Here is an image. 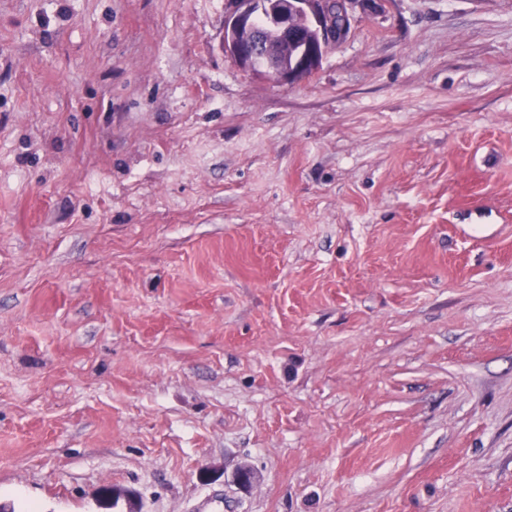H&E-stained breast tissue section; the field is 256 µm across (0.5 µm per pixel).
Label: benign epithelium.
<instances>
[{
    "mask_svg": "<svg viewBox=\"0 0 512 512\" xmlns=\"http://www.w3.org/2000/svg\"><path fill=\"white\" fill-rule=\"evenodd\" d=\"M224 51L244 70L293 83L349 33L354 0H227Z\"/></svg>",
    "mask_w": 512,
    "mask_h": 512,
    "instance_id": "7a95c632",
    "label": "benign epithelium"
}]
</instances>
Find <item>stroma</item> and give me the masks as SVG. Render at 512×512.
I'll return each instance as SVG.
<instances>
[{
    "label": "stroma",
    "mask_w": 512,
    "mask_h": 512,
    "mask_svg": "<svg viewBox=\"0 0 512 512\" xmlns=\"http://www.w3.org/2000/svg\"><path fill=\"white\" fill-rule=\"evenodd\" d=\"M225 8L0 0V503L512 512V0ZM355 0H227L224 51L244 70L293 83L320 67L327 52L349 33ZM298 18L304 29L296 27ZM262 19V22H259ZM339 26V37L331 31ZM301 46L293 62L280 66V48Z\"/></svg>",
    "instance_id": "stroma-1"
}]
</instances>
